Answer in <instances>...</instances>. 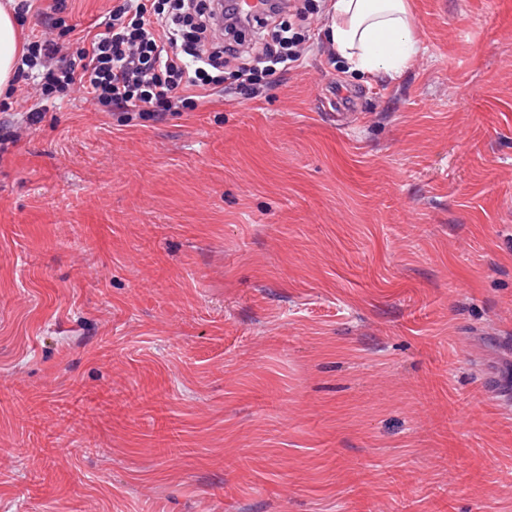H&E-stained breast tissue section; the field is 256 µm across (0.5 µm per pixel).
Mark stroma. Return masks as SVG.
<instances>
[{
  "label": "stroma",
  "mask_w": 512,
  "mask_h": 512,
  "mask_svg": "<svg viewBox=\"0 0 512 512\" xmlns=\"http://www.w3.org/2000/svg\"><path fill=\"white\" fill-rule=\"evenodd\" d=\"M315 16L254 99L0 95V512H512V0ZM329 42L351 71L401 76L421 51L409 0H332Z\"/></svg>",
  "instance_id": "stroma-1"
}]
</instances>
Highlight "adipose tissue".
Masks as SVG:
<instances>
[{
  "instance_id": "adipose-tissue-1",
  "label": "adipose tissue",
  "mask_w": 512,
  "mask_h": 512,
  "mask_svg": "<svg viewBox=\"0 0 512 512\" xmlns=\"http://www.w3.org/2000/svg\"><path fill=\"white\" fill-rule=\"evenodd\" d=\"M328 36L350 70L369 76H401L421 51L410 0H332ZM23 53L18 20L0 5V91L14 82Z\"/></svg>"
}]
</instances>
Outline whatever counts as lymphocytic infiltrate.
Returning a JSON list of instances; mask_svg holds the SVG:
<instances>
[{"label": "lymphocytic infiltrate", "mask_w": 512, "mask_h": 512, "mask_svg": "<svg viewBox=\"0 0 512 512\" xmlns=\"http://www.w3.org/2000/svg\"><path fill=\"white\" fill-rule=\"evenodd\" d=\"M63 9L64 0L35 9L19 0L17 12L35 11L45 30L26 44L18 78L47 100L80 84L100 111L127 120L198 111L223 98L228 71L239 92L252 93L268 76L302 67L317 11L310 0H274L249 31L232 12L217 16L214 0H112L108 17L82 35L74 62L54 35Z\"/></svg>", "instance_id": "f902f5d3"}]
</instances>
